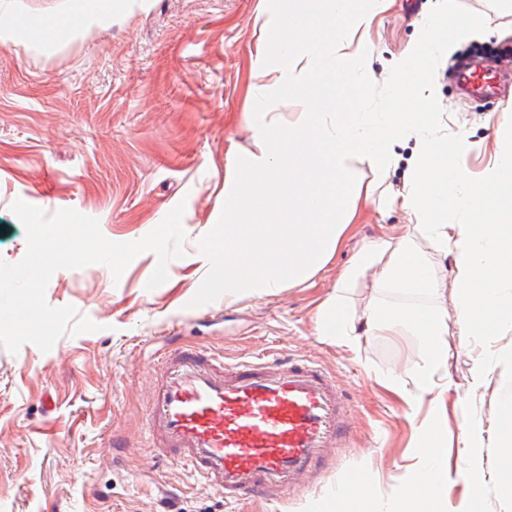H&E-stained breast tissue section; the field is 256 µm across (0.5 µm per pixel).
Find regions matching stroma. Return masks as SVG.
Segmentation results:
<instances>
[{"label":"stroma","mask_w":512,"mask_h":512,"mask_svg":"<svg viewBox=\"0 0 512 512\" xmlns=\"http://www.w3.org/2000/svg\"><path fill=\"white\" fill-rule=\"evenodd\" d=\"M78 0H0L15 22L0 40V259L26 252V233L11 206L21 200L47 213L73 208L98 219L114 242L140 239L184 204L183 257L168 277L146 283L156 253L137 256L121 278L103 265L60 270L46 300L74 306L98 324L93 333L62 335L50 352L31 344L0 346V512H318L352 472L373 480L383 500L403 486L416 460L409 406L383 378L419 362L416 336H365L347 349L315 328L319 304L360 245L407 223L385 193L405 185L415 144L397 147L400 161L382 183L355 235L306 283L228 304L209 292L202 251L224 209V171L231 147L248 144V94L263 23L281 0H137L123 14H104L75 32H42L26 22L77 7ZM480 14L484 30L454 45L438 63L430 95L448 135L468 142L461 161L473 173L493 162L494 136L512 109V73L499 98L471 107L448 77L471 45L512 43V15L491 0H454ZM435 0H394L379 15L355 64L370 74L362 93L370 111L387 110L399 64L422 33ZM197 344L225 361L262 352L309 358L330 372L349 407V437L333 450L326 472L305 491L279 502L223 495L184 466L157 457L144 424L162 355L176 343ZM448 390V494L444 512H461L470 495L458 476L470 422L500 412L503 377L492 366L486 386L470 395L476 365L490 351H512V330L487 342L452 338ZM57 404L45 409L44 394ZM124 443L112 461L113 439Z\"/></svg>","instance_id":"1"}]
</instances>
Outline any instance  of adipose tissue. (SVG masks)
<instances>
[{"label": "adipose tissue", "mask_w": 512, "mask_h": 512, "mask_svg": "<svg viewBox=\"0 0 512 512\" xmlns=\"http://www.w3.org/2000/svg\"><path fill=\"white\" fill-rule=\"evenodd\" d=\"M391 0H287L276 19V39L260 40V84L251 86L253 121L242 158L224 177V225L216 246L204 252L211 285L225 302L271 295L314 277L347 239L372 199L366 172L387 176L396 165L394 145L413 137L419 144L414 173L391 200L408 215L395 235L363 247L336 281V294L317 313L318 335L354 347L360 337L403 330L421 337L425 357L404 373L385 377L386 387L408 405L430 399L431 412L417 422L419 458L395 504L377 498L357 480L338 497L340 512H437L448 472L441 450L447 415L441 396L448 388V322L477 338L512 329V138L498 141L481 178L457 161L466 142L438 132L427 90L439 57L450 43L480 31L473 16L439 0L395 79L386 111H366L359 90L366 76L351 66L365 48L364 35ZM298 93L303 106L292 120L268 108L266 89ZM449 256L454 280L451 308L421 304L440 285L424 247ZM375 270L379 290L414 295L418 304L394 313L375 304L351 318L343 290L362 271ZM504 452L507 471L497 475L480 464L485 441ZM462 468L474 486L467 512H478L482 489L495 483L512 501V395L502 400L494 425L475 421L467 434Z\"/></svg>", "instance_id": "obj_1"}]
</instances>
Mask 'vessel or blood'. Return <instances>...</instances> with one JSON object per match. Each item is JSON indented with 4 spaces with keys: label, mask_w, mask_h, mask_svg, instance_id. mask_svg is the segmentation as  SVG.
Segmentation results:
<instances>
[{
    "label": "vessel or blood",
    "mask_w": 512,
    "mask_h": 512,
    "mask_svg": "<svg viewBox=\"0 0 512 512\" xmlns=\"http://www.w3.org/2000/svg\"><path fill=\"white\" fill-rule=\"evenodd\" d=\"M454 77L474 96L496 92L481 57L460 59ZM346 407L334 379L309 361L228 364L182 344L162 362L146 425L164 460L225 499L276 501L320 473L347 435Z\"/></svg>",
    "instance_id": "b4317fda"
}]
</instances>
